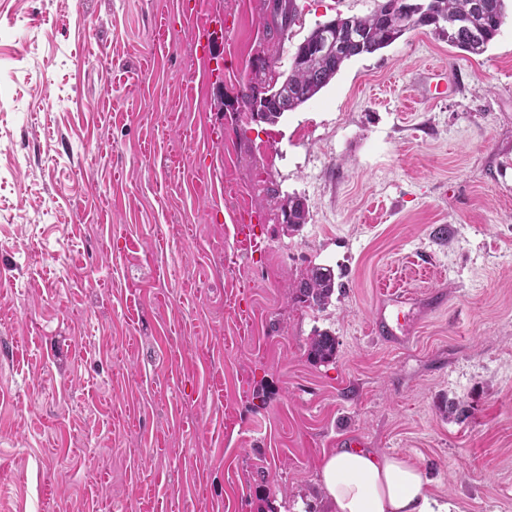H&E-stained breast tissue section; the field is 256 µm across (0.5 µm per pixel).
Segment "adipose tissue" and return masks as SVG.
Wrapping results in <instances>:
<instances>
[{"label": "adipose tissue", "instance_id": "obj_1", "mask_svg": "<svg viewBox=\"0 0 512 512\" xmlns=\"http://www.w3.org/2000/svg\"><path fill=\"white\" fill-rule=\"evenodd\" d=\"M318 476L328 512H435L428 478L403 455L337 448Z\"/></svg>", "mask_w": 512, "mask_h": 512}]
</instances>
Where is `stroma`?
I'll return each mask as SVG.
<instances>
[{"label":"stroma","instance_id":"obj_1","mask_svg":"<svg viewBox=\"0 0 512 512\" xmlns=\"http://www.w3.org/2000/svg\"><path fill=\"white\" fill-rule=\"evenodd\" d=\"M377 3L296 0L280 44L269 0H0V512H323L341 436L512 512V9L483 54L423 27L277 124L233 108L257 57ZM196 8L224 75L190 102ZM312 265L323 309L291 297ZM398 284L446 303L394 349ZM288 207V230L298 231L303 224H308L309 220V209L308 206L304 203L301 198L298 197H288L286 203L282 204L280 207V212L282 213L284 220L286 215V208ZM343 284L336 281V272L330 266L316 265L306 271L294 286V300L308 306L325 308ZM405 292L400 288L385 290L371 327V333L378 341L398 348L411 337L410 319H406L405 310L408 308L407 314L410 315L413 303L411 296ZM308 355L316 363H328L336 356V339L328 332H317L309 342Z\"/></svg>","mask_w":512,"mask_h":512}]
</instances>
